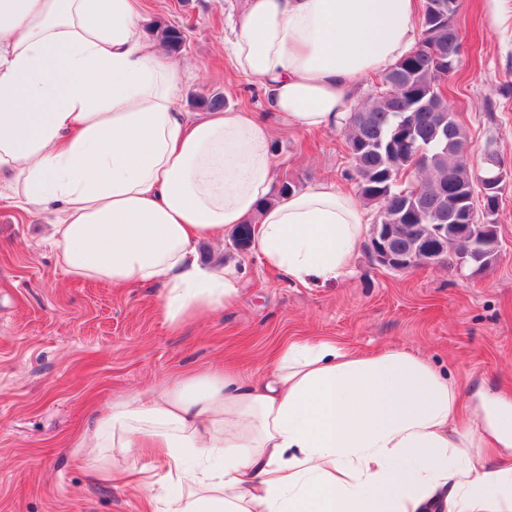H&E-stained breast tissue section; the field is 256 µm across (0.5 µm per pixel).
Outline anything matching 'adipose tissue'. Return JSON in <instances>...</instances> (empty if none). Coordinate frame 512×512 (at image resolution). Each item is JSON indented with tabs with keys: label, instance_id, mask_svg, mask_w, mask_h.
I'll use <instances>...</instances> for the list:
<instances>
[{
	"label": "adipose tissue",
	"instance_id": "1",
	"mask_svg": "<svg viewBox=\"0 0 512 512\" xmlns=\"http://www.w3.org/2000/svg\"><path fill=\"white\" fill-rule=\"evenodd\" d=\"M418 0H244L234 69L305 131L342 125L361 81L409 53ZM179 63L138 0H0V203L53 210L72 277L162 283L171 326L225 307L240 279L201 241L251 226L262 264L305 286L347 275L357 199L321 183L279 199L273 131L244 111L191 117ZM512 407L461 422L454 387L397 348L289 342L262 376L207 371L112 402L75 453L140 449L187 487L164 512H512Z\"/></svg>",
	"mask_w": 512,
	"mask_h": 512
}]
</instances>
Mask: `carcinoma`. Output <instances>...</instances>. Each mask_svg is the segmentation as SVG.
I'll list each match as a JSON object with an SVG mask.
<instances>
[{"label":"carcinoma","instance_id":"1","mask_svg":"<svg viewBox=\"0 0 512 512\" xmlns=\"http://www.w3.org/2000/svg\"><path fill=\"white\" fill-rule=\"evenodd\" d=\"M438 13L422 12L416 47L383 73L376 94L358 102L348 118L349 168L346 177L358 196L376 210L375 223L402 224L405 234L394 252L415 255V237H426L460 223L471 211V198L487 188L488 211L473 219L476 237L492 223L493 211L509 177L492 154L482 173L471 166L468 134L448 103V85L460 64V0H441ZM169 53L181 50L183 30L172 24L152 28ZM498 259L487 253L470 259L466 269L479 274Z\"/></svg>","mask_w":512,"mask_h":512}]
</instances>
